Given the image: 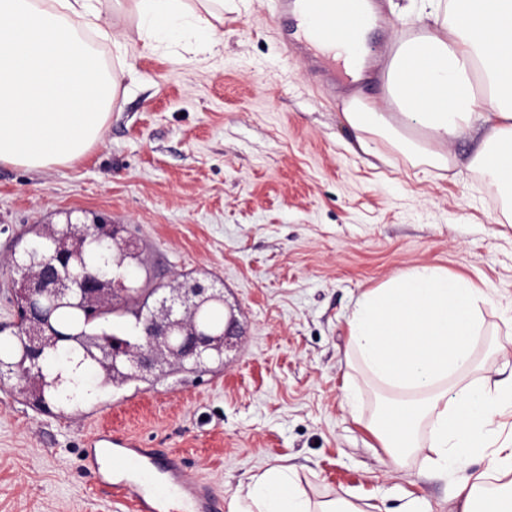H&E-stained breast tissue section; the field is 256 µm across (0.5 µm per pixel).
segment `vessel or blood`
I'll return each mask as SVG.
<instances>
[{"mask_svg": "<svg viewBox=\"0 0 512 512\" xmlns=\"http://www.w3.org/2000/svg\"><path fill=\"white\" fill-rule=\"evenodd\" d=\"M281 17L291 19L309 53L336 44L362 54L358 33L367 23L362 0H277ZM84 467L120 498L131 500L135 512H168L180 500L186 512H220L210 486L190 477L175 454L141 447L138 440L102 431L89 439Z\"/></svg>", "mask_w": 512, "mask_h": 512, "instance_id": "b4317fda", "label": "vessel or blood"}]
</instances>
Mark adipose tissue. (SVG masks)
I'll list each match as a JSON object with an SVG mask.
<instances>
[{"label":"adipose tissue","instance_id":"ef3b65f1","mask_svg":"<svg viewBox=\"0 0 512 512\" xmlns=\"http://www.w3.org/2000/svg\"><path fill=\"white\" fill-rule=\"evenodd\" d=\"M433 29L400 41L388 67L396 111L352 98L344 117L374 154L371 137L398 139L406 152L448 165V144L472 130L483 137L473 161L498 186H512V0H426ZM99 0H0V163L33 170L83 157L101 139L108 112L132 69L104 67L83 36L100 19ZM136 21L142 47L156 51L191 31L202 53L224 42V0H118ZM404 128L422 130L404 140ZM486 289L420 265L363 294L353 313L350 350L384 385L418 394L416 408L381 413L376 430L396 457L417 446L421 415H429L428 468L451 484V512H512V433L496 421L512 416V378L449 393V377L472 360L477 316ZM487 454L488 467L462 474L465 459ZM228 512H338L313 507L287 467L253 476Z\"/></svg>","mask_w":512,"mask_h":512}]
</instances>
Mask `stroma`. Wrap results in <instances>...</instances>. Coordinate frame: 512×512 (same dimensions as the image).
I'll list each match as a JSON object with an SVG mask.
<instances>
[{
	"label": "stroma",
	"mask_w": 512,
	"mask_h": 512,
	"mask_svg": "<svg viewBox=\"0 0 512 512\" xmlns=\"http://www.w3.org/2000/svg\"><path fill=\"white\" fill-rule=\"evenodd\" d=\"M101 0L106 67L129 65L101 140L80 160L29 170L0 164V337L15 329L19 240L45 224L123 229L143 261L137 279L202 284L224 297L238 335L206 371L161 366L146 381L64 412L34 405L27 381H0V512H128L83 470L95 430L180 454L223 499L273 466L311 502L404 512L419 498L448 512L446 481L419 448L394 458L375 434L388 389L350 352L361 295L421 264L490 289L472 361L448 380L494 385L512 375V206L471 158L480 133L448 147L440 169L385 139L364 154L344 104L390 111L385 72L398 37L420 34L418 4L374 0L362 79L326 81L286 53L274 0H224V46L185 64L187 40L141 49L134 20Z\"/></svg>",
	"instance_id": "1"
}]
</instances>
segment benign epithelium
Listing matches in <instances>:
<instances>
[{
    "label": "benign epithelium",
    "mask_w": 512,
    "mask_h": 512,
    "mask_svg": "<svg viewBox=\"0 0 512 512\" xmlns=\"http://www.w3.org/2000/svg\"><path fill=\"white\" fill-rule=\"evenodd\" d=\"M80 257L78 251L62 244L55 255L40 259L39 273L23 280L17 325L27 338L33 361L39 357L48 337L55 335L51 315L54 308L60 306L69 297L72 288L76 287L69 280L67 270L80 261ZM80 284L85 287L87 303L98 307L118 296L121 281L87 272ZM172 292L173 296L168 306L163 308L161 316L146 320L143 343L137 353H132L124 342L115 340L106 347V354L115 361L129 358L133 367L143 372L154 369L167 359L179 362L210 350L224 352V344L232 336L230 328L212 331L199 325L195 317L186 316L188 312L194 313L218 301L219 297L207 293V288L200 284L192 288L178 285Z\"/></svg>",
    "instance_id": "1"
}]
</instances>
